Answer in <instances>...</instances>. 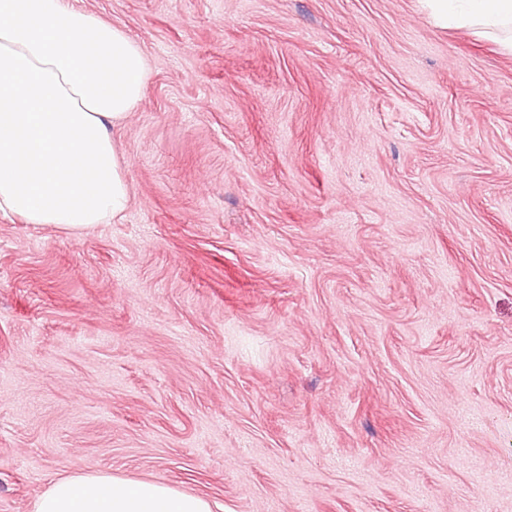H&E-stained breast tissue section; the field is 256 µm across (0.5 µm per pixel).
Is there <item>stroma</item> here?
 <instances>
[{"mask_svg":"<svg viewBox=\"0 0 512 512\" xmlns=\"http://www.w3.org/2000/svg\"><path fill=\"white\" fill-rule=\"evenodd\" d=\"M144 48L120 220L0 217V512H512V55L419 0H81ZM207 497L162 483L88 472L55 481L33 512H212Z\"/></svg>","mask_w":512,"mask_h":512,"instance_id":"obj_1","label":"stroma"}]
</instances>
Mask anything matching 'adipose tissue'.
I'll return each instance as SVG.
<instances>
[{
  "label": "adipose tissue",
  "instance_id": "obj_1",
  "mask_svg": "<svg viewBox=\"0 0 512 512\" xmlns=\"http://www.w3.org/2000/svg\"><path fill=\"white\" fill-rule=\"evenodd\" d=\"M436 25L512 53V0H423ZM149 76L142 46L75 0H0V213L68 232L129 206L111 135ZM33 512H212L207 497L88 472L55 481Z\"/></svg>",
  "mask_w": 512,
  "mask_h": 512
}]
</instances>
